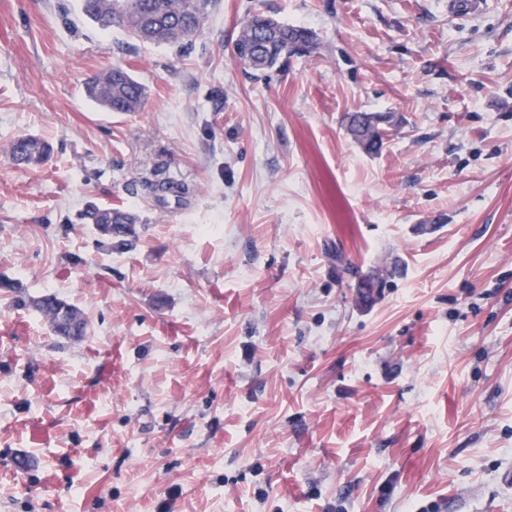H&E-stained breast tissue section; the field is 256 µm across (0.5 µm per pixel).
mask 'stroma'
<instances>
[{
	"mask_svg": "<svg viewBox=\"0 0 512 512\" xmlns=\"http://www.w3.org/2000/svg\"><path fill=\"white\" fill-rule=\"evenodd\" d=\"M259 10L316 49L252 77ZM116 63L138 111L86 95ZM354 112L393 115L381 153ZM0 279V512H512V0H219L160 46L0 0ZM52 146L45 140L34 136H22L11 146V159L18 165L37 167L50 157ZM158 186H165L167 195L164 197H160L156 194V190ZM142 190L144 191V194L155 199L159 205L165 206L166 201L165 198L168 195H173L175 197L181 198L182 195L186 194L188 191V188H185L184 185L180 183H176L174 181H153V180H144L141 183ZM82 216L89 224H94L96 229L102 224H112L111 234L99 233L104 239L103 243H106L110 247H112V234L134 236V224H141L139 216L133 211L122 208H104L95 204L90 205ZM61 301L63 304L70 309L73 313L77 314L81 320L82 329L77 336H85L87 332L86 321L82 317L81 312L73 305L66 301L58 298L54 294L42 295L36 299L30 301V305L34 307L40 314L47 318L51 330L57 335L61 332L59 323V310L55 303ZM59 335V334H58Z\"/></svg>",
	"mask_w": 512,
	"mask_h": 512,
	"instance_id": "obj_1",
	"label": "stroma"
}]
</instances>
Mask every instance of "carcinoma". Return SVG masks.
Returning <instances> with one entry per match:
<instances>
[{
  "label": "carcinoma",
  "instance_id": "carcinoma-1",
  "mask_svg": "<svg viewBox=\"0 0 512 512\" xmlns=\"http://www.w3.org/2000/svg\"><path fill=\"white\" fill-rule=\"evenodd\" d=\"M216 6L217 0H79L82 15L100 30L121 28L137 41L154 45L177 44L200 36ZM316 45L311 31L280 22L264 13H255L242 27L232 52L258 78L292 56L311 53ZM86 94L102 107L112 104L113 112H135L145 100L146 89L126 69L114 65L86 84ZM365 134L370 144L369 152L379 153L384 146L383 128L370 124ZM51 152L52 146L45 140L22 136L11 146V159L18 165L37 167L48 160ZM159 186L178 198L187 193L184 185L174 181H142L144 194L161 206L166 201L156 194ZM83 219L96 227L112 225V233L102 235L109 246L114 235H135L134 225L140 223L139 216L133 211L95 204L87 208ZM58 301L60 298L54 294L30 301V305L47 318L56 334L60 333Z\"/></svg>",
  "mask_w": 512,
  "mask_h": 512
}]
</instances>
